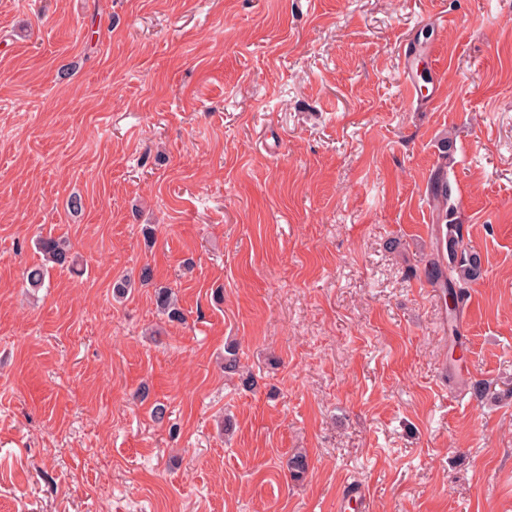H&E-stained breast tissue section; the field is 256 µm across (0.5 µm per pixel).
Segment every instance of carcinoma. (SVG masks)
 Listing matches in <instances>:
<instances>
[{
  "instance_id": "1",
  "label": "carcinoma",
  "mask_w": 512,
  "mask_h": 512,
  "mask_svg": "<svg viewBox=\"0 0 512 512\" xmlns=\"http://www.w3.org/2000/svg\"><path fill=\"white\" fill-rule=\"evenodd\" d=\"M430 191L434 208L437 210V227L434 229V241L429 254L421 258V272L425 278L438 284L453 299L456 314L464 306L468 285L481 276V257L469 243L465 242L461 227L449 221L452 198V186L448 181V138L441 139L439 161L430 179ZM39 251L45 257V263L32 265L26 269L25 278L32 288L43 286L48 273L47 264L59 268H73L74 256L67 240L52 236L40 237L36 241ZM157 309L171 319L183 318L176 306L173 291L161 287L155 293Z\"/></svg>"
}]
</instances>
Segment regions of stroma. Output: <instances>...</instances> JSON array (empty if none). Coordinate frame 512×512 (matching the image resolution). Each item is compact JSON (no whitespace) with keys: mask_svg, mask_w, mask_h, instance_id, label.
<instances>
[{"mask_svg":"<svg viewBox=\"0 0 512 512\" xmlns=\"http://www.w3.org/2000/svg\"><path fill=\"white\" fill-rule=\"evenodd\" d=\"M511 388L512 0H0V512H512ZM441 148L430 179L432 201L438 212L437 227L430 254L421 257L420 261L425 278L448 291L454 303L450 315H454L465 304L468 285L480 278L482 262L480 254L465 242L460 225L448 219L454 211L453 206L448 207L452 198V186L448 181V138L441 139ZM36 245L45 257L46 262L59 268L73 269L75 259L67 240L52 236L39 237ZM350 509L358 512L371 511L368 487L362 480L355 479L348 483L336 502L337 512H346Z\"/></svg>","mask_w":512,"mask_h":512,"instance_id":"1","label":"stroma"}]
</instances>
